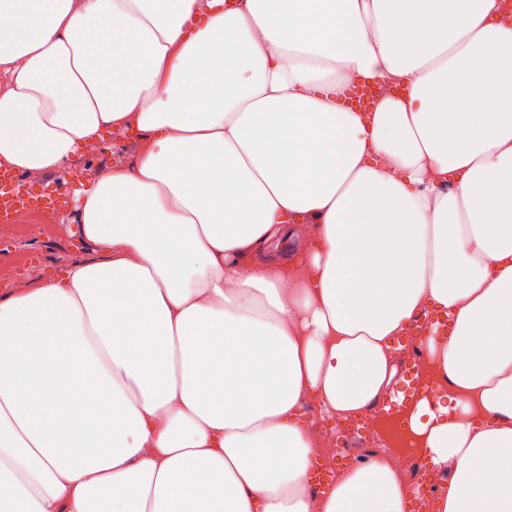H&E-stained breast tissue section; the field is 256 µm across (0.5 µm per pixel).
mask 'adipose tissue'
I'll return each instance as SVG.
<instances>
[{"label":"adipose tissue","instance_id":"1","mask_svg":"<svg viewBox=\"0 0 512 512\" xmlns=\"http://www.w3.org/2000/svg\"><path fill=\"white\" fill-rule=\"evenodd\" d=\"M500 0H0V164L65 171L95 258L0 296V512H408L389 455L313 493L324 424L398 375L445 480L512 512V24ZM383 93L362 112L351 87ZM308 235L291 259L272 240ZM139 149L137 139L127 132L112 131L107 142L98 147L96 151L84 154L73 161L70 167L64 173L47 174L37 181L38 189H43L45 193L56 190L59 185L64 184L68 189V196L74 201V191L80 189L83 185L97 179L101 176L110 164V151H123V155L134 157ZM65 187H59L55 195H49L47 202L59 198L62 193L67 194ZM75 204V201H74ZM449 328V319L436 317L428 314L415 320L411 326L413 338L410 346L407 348L408 354L411 355L412 366L414 372L425 370V356L423 355L420 347V339L418 336H427L432 330L436 329V334L439 336H447Z\"/></svg>","mask_w":512,"mask_h":512}]
</instances>
